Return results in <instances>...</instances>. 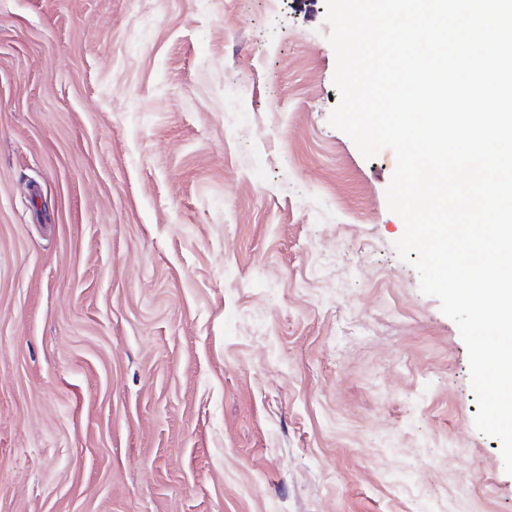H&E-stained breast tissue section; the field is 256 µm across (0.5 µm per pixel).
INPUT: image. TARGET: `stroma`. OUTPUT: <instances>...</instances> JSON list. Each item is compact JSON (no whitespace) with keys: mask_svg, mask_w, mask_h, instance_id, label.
<instances>
[{"mask_svg":"<svg viewBox=\"0 0 512 512\" xmlns=\"http://www.w3.org/2000/svg\"><path fill=\"white\" fill-rule=\"evenodd\" d=\"M329 32L0 0V512H512Z\"/></svg>","mask_w":512,"mask_h":512,"instance_id":"stroma-1","label":"stroma"}]
</instances>
